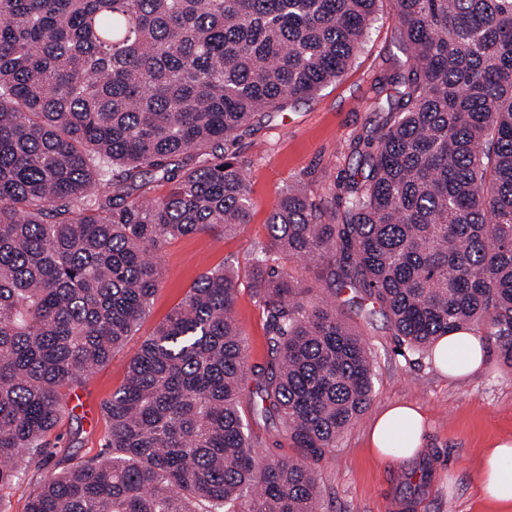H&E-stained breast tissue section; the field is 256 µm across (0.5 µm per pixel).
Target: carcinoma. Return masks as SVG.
<instances>
[{
  "label": "carcinoma",
  "mask_w": 512,
  "mask_h": 512,
  "mask_svg": "<svg viewBox=\"0 0 512 512\" xmlns=\"http://www.w3.org/2000/svg\"><path fill=\"white\" fill-rule=\"evenodd\" d=\"M378 2L0 0V512L54 457L68 391L138 331L155 252L250 223L230 147L339 78ZM391 2L407 66L352 143L367 171L282 191L250 259L266 363L247 369L239 275L202 274L105 401L107 456L59 459L26 512H322L307 460L368 409L374 374L286 259L373 297L414 352L456 330L512 341V0ZM259 418L300 456L259 453ZM427 478L404 473V494Z\"/></svg>",
  "instance_id": "carcinoma-1"
}]
</instances>
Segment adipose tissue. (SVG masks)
Returning a JSON list of instances; mask_svg holds the SVG:
<instances>
[{
    "mask_svg": "<svg viewBox=\"0 0 512 512\" xmlns=\"http://www.w3.org/2000/svg\"><path fill=\"white\" fill-rule=\"evenodd\" d=\"M485 352L478 336L454 331L439 339L433 362L448 378L457 379L478 371ZM425 418L419 408L407 403L389 406L379 414L368 442L377 458H413L423 450ZM479 488L483 497L500 505L512 506V437L492 441L479 468Z\"/></svg>",
    "mask_w": 512,
    "mask_h": 512,
    "instance_id": "obj_1",
    "label": "adipose tissue"
}]
</instances>
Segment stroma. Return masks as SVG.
<instances>
[{
    "label": "stroma",
    "mask_w": 512,
    "mask_h": 512,
    "mask_svg": "<svg viewBox=\"0 0 512 512\" xmlns=\"http://www.w3.org/2000/svg\"><path fill=\"white\" fill-rule=\"evenodd\" d=\"M404 57L398 19L390 0H380L365 44L346 72L295 108L261 120L237 143L251 185L250 224L231 236L197 233L161 247L163 279L149 310L125 347L75 387L71 411L51 436L58 454L87 460L105 453L109 422L102 402L123 384L142 340L204 272L223 266L238 270L235 314L247 338L248 360L253 366L265 363L267 330L251 288L250 254L266 244V221L283 188L301 183L315 193L355 172L351 143L380 119L374 84ZM338 312L371 351L375 388L366 412L316 465L325 512H503L481 500L477 466L488 442L512 436V358L498 343H488L487 367L467 379L451 380L428 354L398 344L372 299L342 305ZM396 402L414 403L426 415L431 479L425 495L415 500L403 499L396 490L409 461L379 460L367 446L372 422Z\"/></svg>",
    "instance_id": "obj_1"
}]
</instances>
